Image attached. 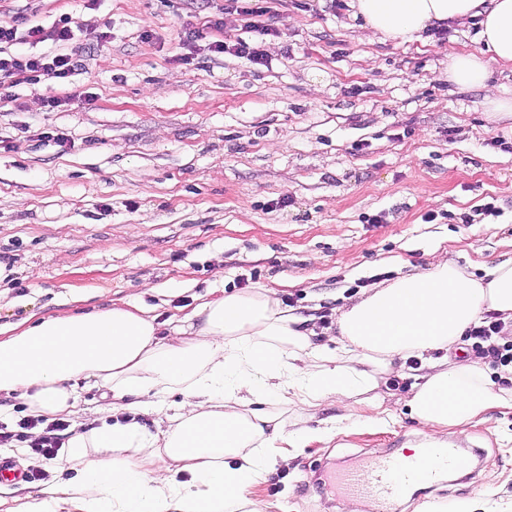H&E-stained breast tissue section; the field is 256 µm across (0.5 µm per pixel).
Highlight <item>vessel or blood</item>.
I'll use <instances>...</instances> for the list:
<instances>
[{
  "label": "vessel or blood",
  "mask_w": 512,
  "mask_h": 512,
  "mask_svg": "<svg viewBox=\"0 0 512 512\" xmlns=\"http://www.w3.org/2000/svg\"><path fill=\"white\" fill-rule=\"evenodd\" d=\"M462 463L459 448L452 445L424 448L414 457L388 453L337 470L329 475L328 483L337 495L361 493L373 501L375 512H392L408 488L436 483L444 472L458 469Z\"/></svg>",
  "instance_id": "b4317fda"
}]
</instances>
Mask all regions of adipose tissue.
Wrapping results in <instances>:
<instances>
[{
  "mask_svg": "<svg viewBox=\"0 0 512 512\" xmlns=\"http://www.w3.org/2000/svg\"><path fill=\"white\" fill-rule=\"evenodd\" d=\"M353 8L368 36L402 42L436 21L478 18L486 52L451 56L448 78L512 113V99L488 89L490 63L512 65V0H354ZM488 311L512 321V260L475 278L439 253L426 272L369 289L341 312L338 355L314 345L263 286L209 300L166 330L134 304L11 329L0 337V394L34 417L78 416L72 384L81 379L107 401L102 424L74 432L59 462L23 459L51 477L5 512H261L246 490L267 467L287 464L289 449L323 436L290 424L289 407L360 396L366 423H381L378 377H406L409 357L419 361L409 410L432 445L447 446L490 411L512 409V390L487 383L475 364L448 363V350ZM122 408L128 418L116 419ZM151 411L166 427L137 422Z\"/></svg>",
  "mask_w": 512,
  "mask_h": 512,
  "instance_id": "obj_1",
  "label": "adipose tissue"
}]
</instances>
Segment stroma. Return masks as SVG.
<instances>
[{
  "label": "stroma",
  "mask_w": 512,
  "mask_h": 512,
  "mask_svg": "<svg viewBox=\"0 0 512 512\" xmlns=\"http://www.w3.org/2000/svg\"><path fill=\"white\" fill-rule=\"evenodd\" d=\"M30 3L39 22L66 13L111 36L72 43L86 68L68 106L45 107L51 80L0 102L1 330L129 302L176 321L262 284L321 344L340 310L426 271L435 251L476 277L512 259V117L448 80L452 54L482 51L477 22L403 43L366 39L353 10L322 0H275L277 33L264 38L225 0H0V13ZM219 14L220 38L262 40L268 65L176 62L181 31ZM412 383L381 378V425H354L363 405L335 397L297 413L327 437L292 449L248 498L264 512H347L318 472L423 443L405 405ZM455 443L468 451L462 472L396 512H512V409Z\"/></svg>",
  "instance_id": "obj_1"
}]
</instances>
